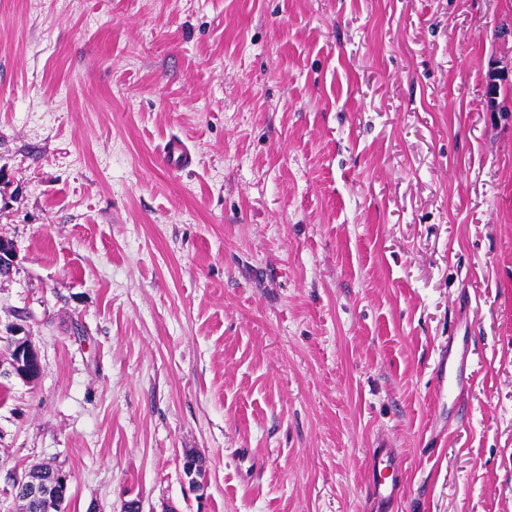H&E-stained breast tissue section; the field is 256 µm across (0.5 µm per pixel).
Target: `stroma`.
I'll use <instances>...</instances> for the list:
<instances>
[{
    "label": "stroma",
    "instance_id": "35a3bbf8",
    "mask_svg": "<svg viewBox=\"0 0 512 512\" xmlns=\"http://www.w3.org/2000/svg\"><path fill=\"white\" fill-rule=\"evenodd\" d=\"M511 62L512 0H0V512H371L374 448L396 512H512ZM165 163L172 168H185L191 165L194 155L187 145L178 138L169 139L161 150ZM21 334H23V336H20ZM14 337L16 339L15 345L18 346L17 354L19 359L16 356V347L13 348V337H10L7 341V354L8 358L13 359L14 361H11V364L6 368H3L2 365L1 371L6 372L10 377H18L24 381H30L32 378H30V375L25 372L23 367V356L27 361L34 360L28 363V367L31 372L37 376L39 373V366L35 361H38L39 358L35 342L33 337L29 336L28 332L23 328L17 329ZM17 359L18 361H16ZM461 341L460 350H454L455 341ZM468 336H450L448 350L442 352L441 358L434 369V379L439 387L446 385L453 406L464 411L466 405L463 394L472 378L471 366L467 356ZM370 496L380 503L384 512L395 509L400 491V463L392 448H374L370 457ZM9 481V489L6 490L10 495L14 497L18 492H22L29 500L39 504L55 499L61 488L65 491L69 489V476L62 469L56 470L53 483L31 477L29 470L18 475L14 474Z\"/></svg>",
    "mask_w": 512,
    "mask_h": 512
}]
</instances>
